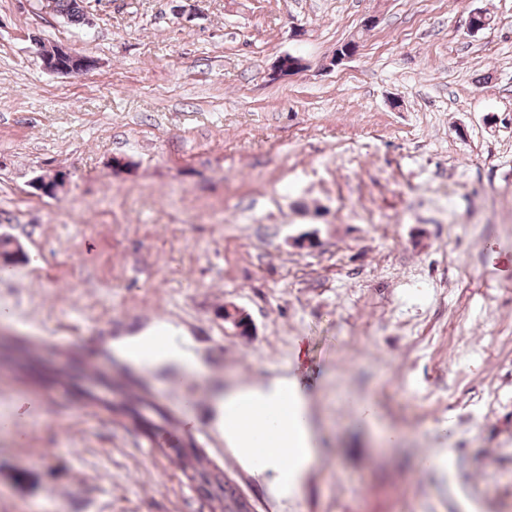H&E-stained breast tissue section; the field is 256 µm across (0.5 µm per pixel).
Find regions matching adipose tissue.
<instances>
[{"label": "adipose tissue", "mask_w": 512, "mask_h": 512, "mask_svg": "<svg viewBox=\"0 0 512 512\" xmlns=\"http://www.w3.org/2000/svg\"><path fill=\"white\" fill-rule=\"evenodd\" d=\"M246 402L252 412L242 420L237 409ZM216 408L224 416V439L241 458L247 460L257 453L255 430L266 434L270 451L263 472L273 473L284 493L297 492L318 454L302 396L277 382L267 388L218 394Z\"/></svg>", "instance_id": "adipose-tissue-1"}]
</instances>
